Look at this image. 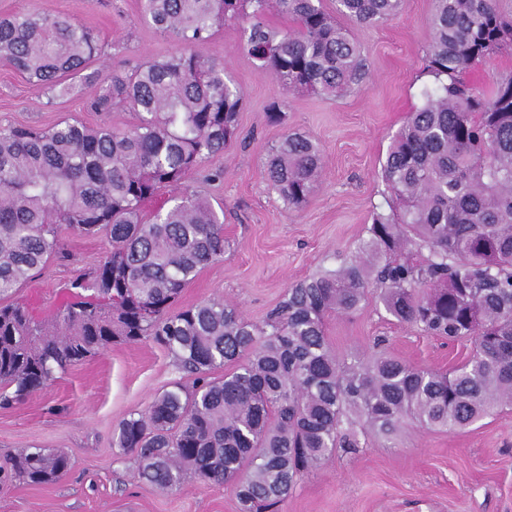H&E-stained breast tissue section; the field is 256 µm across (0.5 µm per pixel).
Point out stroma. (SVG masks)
<instances>
[{
	"label": "stroma",
	"mask_w": 512,
	"mask_h": 512,
	"mask_svg": "<svg viewBox=\"0 0 512 512\" xmlns=\"http://www.w3.org/2000/svg\"><path fill=\"white\" fill-rule=\"evenodd\" d=\"M33 10L67 15L88 28L104 48L97 66L107 72L177 48L143 19L140 0H0V17ZM434 10L435 0H405L386 23L345 20L370 79L336 99L284 93L242 50L239 24L215 28L200 52L223 61L241 92L238 137L185 186L223 208L224 256L183 288L177 308L221 299L260 325L288 288L357 251L373 213L387 207L380 167L391 139L434 84L425 68ZM97 91L96 84L79 80L70 95L50 101L24 75L0 66V124L44 130L64 119L119 130L137 124L136 113L122 104L92 111ZM274 102L283 122L268 117ZM288 132L311 137L323 154L315 189L297 208L271 189L265 167L269 151ZM215 169L222 178L209 180ZM106 246L102 237L64 234L62 258L10 294V301L24 303L36 318H50L66 301L75 271L93 268ZM327 336L342 358L371 355L382 338L394 356L441 372L473 350L471 339L450 342L396 321L372 291L358 310L329 317ZM179 378L172 356L156 343L115 344L0 408V458L33 446L70 458L59 481L0 493V512H239L226 485L189 479L164 493L139 481L131 455L112 445L120 421ZM283 512H512V407L452 433L409 422L393 441L361 438L359 448L334 453L301 476Z\"/></svg>",
	"instance_id": "stroma-1"
}]
</instances>
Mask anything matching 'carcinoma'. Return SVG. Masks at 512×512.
<instances>
[{
  "label": "carcinoma",
  "instance_id": "carcinoma-1",
  "mask_svg": "<svg viewBox=\"0 0 512 512\" xmlns=\"http://www.w3.org/2000/svg\"><path fill=\"white\" fill-rule=\"evenodd\" d=\"M141 2L179 50L105 75L91 70L102 46L72 18H0V63L49 100L80 77L98 83L92 110L120 102L138 116L128 132L68 120L47 131L0 126V296L60 255L61 230L108 242L98 264L70 281L52 326L21 304H0V406L114 342L151 339L192 384L172 383L115 429L113 444L133 454L138 478L162 490L187 478L230 484L239 512H281L301 475L358 447V426L388 441L409 421L453 432L511 404L512 74L489 89L466 75L512 44V18L495 0H436L426 52L435 83L381 165L389 211L373 214L355 255L288 289L257 326L218 299L173 310L182 288L224 255L218 212L183 184L236 138L242 100L224 63L198 47L236 20L242 49L283 91L335 97L368 77L360 46L324 0ZM335 2L337 14L375 25L404 0ZM272 10L295 27H269ZM265 166L272 188L300 206L321 149L286 133ZM164 188L171 205L146 215ZM372 270L390 316L450 341L472 337L473 355L446 373L384 349L336 355L326 320L359 308ZM69 466L57 450L27 448L0 462V491L54 482Z\"/></svg>",
  "mask_w": 512,
  "mask_h": 512
}]
</instances>
